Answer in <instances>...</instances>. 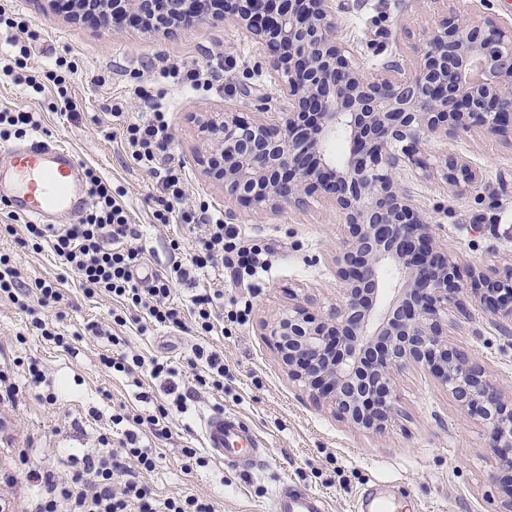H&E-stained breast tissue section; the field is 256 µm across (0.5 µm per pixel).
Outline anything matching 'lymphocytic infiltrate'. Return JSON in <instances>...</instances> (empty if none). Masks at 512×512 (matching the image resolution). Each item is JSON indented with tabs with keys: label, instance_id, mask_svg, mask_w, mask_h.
Segmentation results:
<instances>
[{
	"label": "lymphocytic infiltrate",
	"instance_id": "1",
	"mask_svg": "<svg viewBox=\"0 0 512 512\" xmlns=\"http://www.w3.org/2000/svg\"><path fill=\"white\" fill-rule=\"evenodd\" d=\"M132 158L159 180L163 198L154 217L161 224L180 218L185 224L204 225L206 232L191 258L190 267L173 263L165 275L151 281L140 280L135 270L139 253L128 247L127 239L136 238L135 227L129 222L127 210L112 195L109 181L95 169H87L91 206L79 223L69 224L58 232L44 224H26L25 229L34 247L48 245L60 263L72 271L87 295L106 294L121 304L141 309L155 325L173 331L182 330L185 319H192L199 333H211L217 318L214 295L193 296L189 310H182L171 298L172 281L187 280L191 269H202L214 263L218 255L232 250L231 238L236 235L223 219L209 215L207 209L176 212L174 205L184 195V177L179 166L165 163L170 141L169 123L161 110H154L147 120H130L124 113H116ZM15 300L21 296L36 297L38 304L62 302L60 289L44 280L27 284L20 280L10 258L0 255V296ZM112 349L101 358L109 370L126 375L138 369L149 368L156 378L175 376L171 362L154 359L144 361L127 351L123 338L113 336ZM169 411L157 405L155 413L143 416L113 415V423H128L122 442V453L106 448L96 455L85 457L81 469L73 472L70 480L57 481L49 470L32 469L28 479L35 483L38 493L34 512H214L213 505L195 495L170 497L159 501L151 497L133 471L128 470L124 458L135 459L139 468L151 471L156 466L152 449L141 446L137 429L147 426L158 438L167 437Z\"/></svg>",
	"mask_w": 512,
	"mask_h": 512
}]
</instances>
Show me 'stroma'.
<instances>
[{
    "instance_id": "35a3bbf8",
    "label": "stroma",
    "mask_w": 512,
    "mask_h": 512,
    "mask_svg": "<svg viewBox=\"0 0 512 512\" xmlns=\"http://www.w3.org/2000/svg\"><path fill=\"white\" fill-rule=\"evenodd\" d=\"M342 4L338 38L366 69L389 57H413L441 10L433 0ZM1 9L24 24L18 36L31 47L26 74L40 79L57 56L74 58L77 72L69 93L79 117L70 120L55 112L53 86L33 96L26 86L1 81L0 112L36 113L43 137L65 142L85 166L111 183L139 232L133 245L141 253L140 277L163 274L176 260L189 261L202 234L198 224L155 223L159 184L133 161L121 129L112 123L117 108L149 118L150 107L136 94L140 88L165 92L160 104L171 126L168 158L184 172L182 208L205 205L218 214L234 210L237 246L264 251V271L248 281L236 282L227 264L218 261L191 281L174 285L173 301L183 308L195 294L223 293L227 316L222 330L203 336L189 323L180 332L160 327L143 332L133 310L126 313L127 326L117 329L133 351L181 365L174 384L185 398V412H171L169 438L142 434L158 456L154 470L139 473L153 496L163 500L190 492L210 500L215 512H274L273 496L286 480L320 495L327 512H354L361 491L371 485L388 488L420 512H503L511 499L500 483L499 462L486 446L484 428L427 371L411 366L399 373V415L381 432H370L341 420L290 380L265 336L264 322L291 303L307 301L310 311L321 315L340 303L343 291L333 263L340 227L326 202L311 198L256 215L250 208L227 205L221 185L206 177L198 163L206 148L196 124L201 113L224 109L247 120L260 114L280 119L283 101L262 46L210 11L191 27L165 34L134 26L111 34L100 24L70 20L49 0H0ZM174 65L207 69V84L162 88L160 72ZM253 88L265 96V112H257L249 94ZM428 153L435 164L451 155L465 156L483 179L459 197L440 177L406 169L401 181L415 209L433 224L461 270L507 264L512 260V139L479 131L435 136ZM25 235L20 223L14 234L0 230V254L10 257L25 281L46 280L62 289L65 310L50 305L41 308V316L67 345L61 348L31 334L29 309L36 306L35 297H0V370L17 388L13 403L0 405L5 418L0 426V500L9 512L31 510L36 488L26 478L29 467L69 478L84 457L98 452L101 437L119 448L123 429L113 425V414L144 413L172 401L149 373L134 381L104 369L100 358L109 344L87 326L113 328L111 299L87 296L49 247L21 245ZM173 239L180 243L174 254L168 250ZM448 342L512 395V338L501 336L492 315L478 308L468 320L449 314ZM197 344L223 352V390L199 386L195 369L186 366ZM33 362L46 372L45 383L37 387L28 370ZM41 392L55 394V404L39 401ZM217 410L239 416L263 439V459L254 469L244 473L208 457L200 425L204 415ZM187 448L205 457V466L185 471Z\"/></svg>"
}]
</instances>
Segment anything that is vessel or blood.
<instances>
[{
  "label": "vessel or blood",
  "mask_w": 512,
  "mask_h": 512,
  "mask_svg": "<svg viewBox=\"0 0 512 512\" xmlns=\"http://www.w3.org/2000/svg\"><path fill=\"white\" fill-rule=\"evenodd\" d=\"M9 159V178L0 182V201L35 224L56 216L78 220L84 210V167L72 149L58 142L32 136L24 142L4 146ZM205 446L225 464L248 468L260 455L262 441L239 419L216 412L202 427ZM357 512H397L377 490L365 491ZM274 512H324L318 495L282 484L274 496Z\"/></svg>",
  "instance_id": "obj_1"
}]
</instances>
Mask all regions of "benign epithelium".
<instances>
[{"instance_id": "7a95c632", "label": "benign epithelium", "mask_w": 512, "mask_h": 512, "mask_svg": "<svg viewBox=\"0 0 512 512\" xmlns=\"http://www.w3.org/2000/svg\"><path fill=\"white\" fill-rule=\"evenodd\" d=\"M195 2L103 0L101 23L165 33L187 26L175 17ZM224 19L265 45L287 109L274 122L199 117L212 144L204 173L225 199L257 212L316 196L346 232L335 256L342 303L315 315L298 301L264 324L288 377L355 427L379 432L397 413L396 374L425 368L479 420L512 484V399L445 337L448 313L470 317L469 301L512 335V265L473 267L465 286L400 182L415 167L439 172L458 195L479 183L464 157L431 166L426 136H512V29L449 13L415 61L367 70L337 40L335 0H224ZM338 137L347 145L339 160L329 151Z\"/></svg>"}]
</instances>
